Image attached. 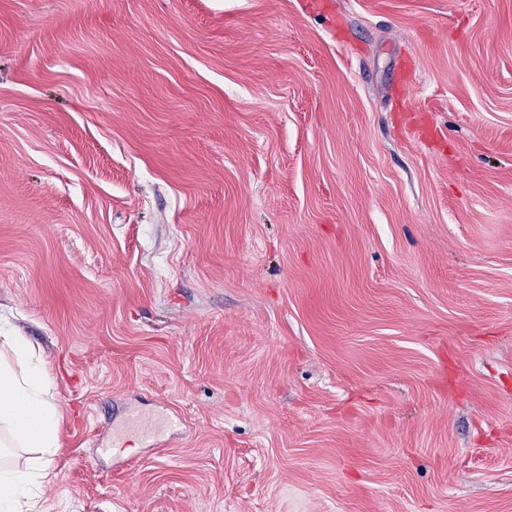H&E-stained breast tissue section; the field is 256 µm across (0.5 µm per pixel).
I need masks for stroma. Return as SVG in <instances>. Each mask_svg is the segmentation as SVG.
<instances>
[{"label": "stroma", "mask_w": 512, "mask_h": 512, "mask_svg": "<svg viewBox=\"0 0 512 512\" xmlns=\"http://www.w3.org/2000/svg\"><path fill=\"white\" fill-rule=\"evenodd\" d=\"M329 2L0 0L39 512H512V0ZM136 434L148 441L158 442L162 436L157 419L151 414H134L126 419L123 426L114 431L112 446L110 448H99L101 454L112 453L114 448H122L126 442L124 436ZM113 447V448H112Z\"/></svg>", "instance_id": "35a3bbf8"}]
</instances>
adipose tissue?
<instances>
[{
  "label": "adipose tissue",
  "mask_w": 512,
  "mask_h": 512,
  "mask_svg": "<svg viewBox=\"0 0 512 512\" xmlns=\"http://www.w3.org/2000/svg\"><path fill=\"white\" fill-rule=\"evenodd\" d=\"M49 377L32 345L0 324V512H33L57 446V411ZM11 448H38L37 461L19 463Z\"/></svg>",
  "instance_id": "1"
}]
</instances>
